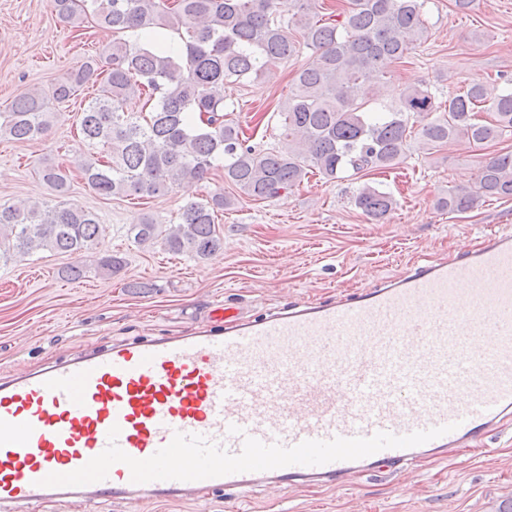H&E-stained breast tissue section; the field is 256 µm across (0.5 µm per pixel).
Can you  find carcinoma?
<instances>
[{"label":"carcinoma","instance_id":"1","mask_svg":"<svg viewBox=\"0 0 512 512\" xmlns=\"http://www.w3.org/2000/svg\"><path fill=\"white\" fill-rule=\"evenodd\" d=\"M425 0H348L337 19L319 18V0H50L65 23L92 16L114 33L167 30L180 48L151 38L112 42L106 69L86 60L49 89L17 96L0 122V135L27 142L46 135L57 113L51 104L77 95L105 73L99 94L81 112L80 131L88 145L107 152L80 162L84 180L105 197L165 196L184 182L209 179L223 162L224 182L238 195L216 192L186 205L166 229L147 218L127 235L138 244H158L172 254L204 259L224 245L217 214L237 196L276 199L316 171L328 180L347 172L368 174L395 169L407 158L408 137L428 149L448 140L487 145L512 132V89L489 102L483 88L438 102L421 86H406L379 110H368L384 65L400 62L427 38ZM306 47L315 63L298 70L285 101L273 111L279 144H248L240 126L224 118V85L260 76ZM147 96L148 114L128 111L127 102ZM494 121L478 119L479 112ZM70 171L47 163L42 181L59 197L70 187ZM487 197L512 198V152L481 164L474 182L459 185L437 206L465 213ZM355 206L373 220L396 206L393 195L368 183L354 196ZM102 225L95 213L63 202L0 201V245L20 256L38 250L81 255L91 248ZM123 260H97L105 276L118 273Z\"/></svg>","mask_w":512,"mask_h":512}]
</instances>
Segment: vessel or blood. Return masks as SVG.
<instances>
[{
	"label": "vessel or blood",
	"mask_w": 512,
	"mask_h": 512,
	"mask_svg": "<svg viewBox=\"0 0 512 512\" xmlns=\"http://www.w3.org/2000/svg\"><path fill=\"white\" fill-rule=\"evenodd\" d=\"M509 418L511 230L335 301L253 319L228 313L220 329L116 342L0 381V504H162L256 484L337 487L467 448ZM447 424L451 432L426 443L324 465L136 483L118 462L95 483L41 484L103 452L115 426L119 447L143 460L177 432L236 454L248 436L291 447Z\"/></svg>",
	"instance_id": "vessel-or-blood-1"
}]
</instances>
